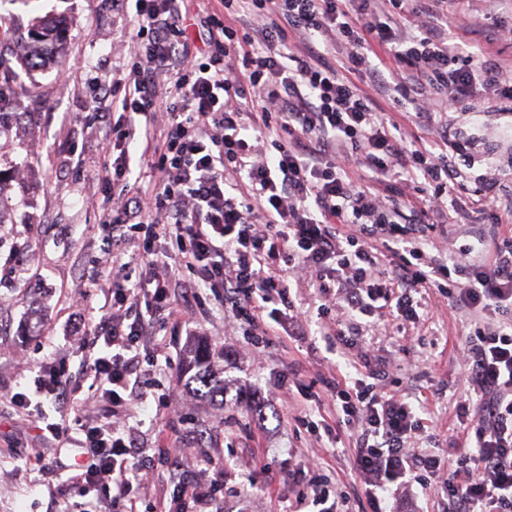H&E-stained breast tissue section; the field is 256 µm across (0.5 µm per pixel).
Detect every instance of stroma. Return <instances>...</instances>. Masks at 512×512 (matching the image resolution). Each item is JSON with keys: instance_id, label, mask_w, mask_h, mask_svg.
Segmentation results:
<instances>
[{"instance_id": "35a3bbf8", "label": "stroma", "mask_w": 512, "mask_h": 512, "mask_svg": "<svg viewBox=\"0 0 512 512\" xmlns=\"http://www.w3.org/2000/svg\"><path fill=\"white\" fill-rule=\"evenodd\" d=\"M463 9L464 16L449 15L441 25L449 46H465L466 25L486 29L493 36L490 52L502 66L500 78L512 82V0H465ZM0 18L12 27L0 37V88L9 94L8 119L0 123V512H60L74 494L59 472L83 451L42 437L10 398L34 391L32 361L78 368L72 355L78 339L65 335L62 309L100 255L98 219L106 204L98 182L100 139L81 115L99 82L111 79L123 63L132 16L119 0H0ZM40 18L64 21L65 38L52 63L26 67L20 59L31 24ZM378 102L408 135L434 139L444 133L458 144L452 161L460 183L448 190L457 216L429 254H446L479 234L490 236L492 220L475 209L470 192L492 183L503 202L512 201V103L480 88L473 111L442 109L421 130L388 97ZM20 224L32 227L25 239L24 281L13 277L11 263ZM200 320L218 330L205 342L228 392L224 424L213 425V407L203 396L177 393L165 407L151 396L132 408L142 443L153 445L160 421L178 437L183 472H204L205 451L222 462L225 512L241 502L248 512H289L299 491L293 477L315 460L335 479L350 512H371L352 470L356 430L341 429L337 447H323L295 412L282 410L267 394L274 383L299 388L326 373L324 341L310 347L291 336L272 337L259 367L242 335L229 330L221 306L209 305ZM473 329L468 310L441 304L431 307L417 332L362 339L363 348L390 362V382L425 403L444 455L452 450L449 430L457 425L460 355Z\"/></svg>"}]
</instances>
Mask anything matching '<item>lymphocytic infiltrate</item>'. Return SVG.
<instances>
[{
  "mask_svg": "<svg viewBox=\"0 0 512 512\" xmlns=\"http://www.w3.org/2000/svg\"><path fill=\"white\" fill-rule=\"evenodd\" d=\"M219 0L191 11L188 0H132L134 28L127 62L87 110L102 142L99 171L111 193L99 214L103 248L86 293L68 300L67 327L79 337L78 373L39 371L34 395L11 402L59 446L85 449L66 485L83 512H140L155 479L136 428L122 416L134 400L172 382V359L145 373L140 351L158 325L189 336L203 328L191 305L206 298L243 326L262 349L283 311L298 336L305 313L294 310L288 274L299 268L315 288L317 335L330 347L353 348L363 318L405 328L421 320L428 295L468 309L476 327L462 353L465 396L457 403V450L447 457L420 446L423 420L399 391L384 390L385 363L364 353L355 376L323 379L335 422L313 410L299 420L316 441L336 427L358 426L352 465L372 512H397L437 490L445 512H512V205L492 188L476 205L501 225L503 244L462 247L480 262L428 256L425 245L447 236L453 217L447 137L408 139L383 117L351 72L368 70L376 87L401 95L428 126L434 102L469 108L477 87L512 101V83L484 49L451 50L434 26L448 0ZM262 19L246 31L247 19ZM302 36L306 50L291 43ZM350 48L344 66L325 45ZM251 114L244 124L243 114ZM274 152L259 161L255 139ZM139 142L140 154L129 151ZM398 177L416 186L400 223L395 205L354 179ZM349 319H331L333 308ZM62 410L50 420L43 399ZM111 405L99 414L97 404ZM292 512H340L343 501L321 464L301 472ZM180 512H221L219 477L176 479Z\"/></svg>",
  "mask_w": 512,
  "mask_h": 512,
  "instance_id": "f902f5d3",
  "label": "lymphocytic infiltrate"
}]
</instances>
